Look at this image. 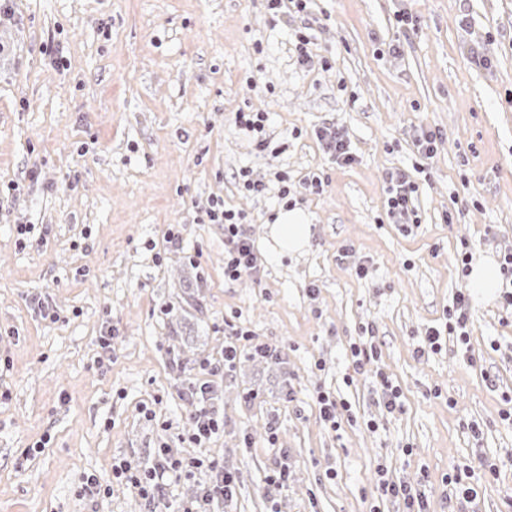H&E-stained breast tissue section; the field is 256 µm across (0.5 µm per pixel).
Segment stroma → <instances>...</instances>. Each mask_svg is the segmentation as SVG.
Returning <instances> with one entry per match:
<instances>
[{
	"mask_svg": "<svg viewBox=\"0 0 512 512\" xmlns=\"http://www.w3.org/2000/svg\"><path fill=\"white\" fill-rule=\"evenodd\" d=\"M307 24L327 66L296 62ZM242 110L265 113L268 151ZM325 124L353 164L322 152ZM423 127L440 133L426 161ZM397 168L418 185V223L387 215ZM244 171L288 175L303 250H275L281 206L241 190ZM219 202L246 216L262 279H225L224 228L207 216ZM508 248L512 0H310L284 23L266 0H14L0 22V512H148L126 489L81 485L122 459L153 467L159 448L232 471V502L211 512H397L377 500L382 463L429 512H512V308L472 296L460 262ZM459 293L472 360L452 336L417 354ZM228 323L283 352L214 376L224 426L198 445L191 386ZM365 335L402 411L354 370ZM321 388L351 406L339 431L318 415ZM272 433L290 460L273 503ZM484 461L498 473L480 500L447 499L451 466Z\"/></svg>",
	"mask_w": 512,
	"mask_h": 512,
	"instance_id": "1",
	"label": "stroma"
}]
</instances>
